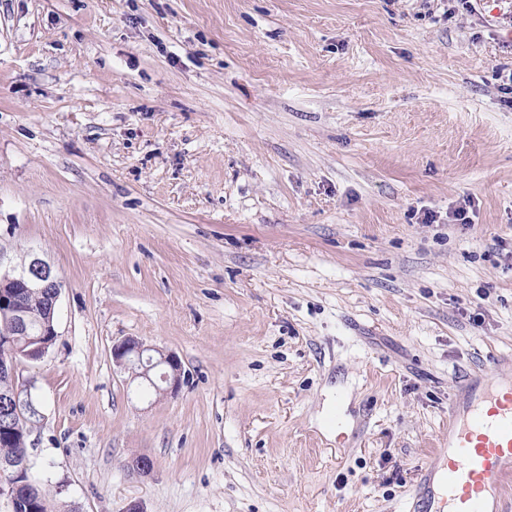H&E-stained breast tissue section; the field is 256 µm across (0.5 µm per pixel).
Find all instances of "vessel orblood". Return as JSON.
Returning <instances> with one entry per match:
<instances>
[{
  "label": "vessel or blood",
  "mask_w": 512,
  "mask_h": 512,
  "mask_svg": "<svg viewBox=\"0 0 512 512\" xmlns=\"http://www.w3.org/2000/svg\"><path fill=\"white\" fill-rule=\"evenodd\" d=\"M512 471V369L474 376L448 416V438L422 473L406 512H505L502 485Z\"/></svg>",
  "instance_id": "b4317fda"
}]
</instances>
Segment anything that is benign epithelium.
Here are the masks:
<instances>
[{
    "label": "benign epithelium",
    "mask_w": 512,
    "mask_h": 512,
    "mask_svg": "<svg viewBox=\"0 0 512 512\" xmlns=\"http://www.w3.org/2000/svg\"><path fill=\"white\" fill-rule=\"evenodd\" d=\"M0 317L11 322L18 336L27 335V312L16 297V289L28 292L48 291L49 318L42 330L44 336L57 335L55 308L61 294V281L51 265L36 254L16 266L3 268V256L0 255ZM152 348L143 342L128 338L112 346V360L117 366L131 373L155 389L160 396L174 394L181 385V363L178 357L162 350L151 354ZM29 360L28 355L16 348L11 333L0 334V380L5 388L0 395L8 398L11 419L8 431L28 440L32 421L42 417L39 404L30 392L18 382L19 363ZM14 463H0V496L14 503L18 501L19 486L14 483Z\"/></svg>",
    "instance_id": "benign-epithelium-1"
}]
</instances>
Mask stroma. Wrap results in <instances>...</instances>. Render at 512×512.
Here are the masks:
<instances>
[{
    "label": "stroma",
    "mask_w": 512,
    "mask_h": 512,
    "mask_svg": "<svg viewBox=\"0 0 512 512\" xmlns=\"http://www.w3.org/2000/svg\"><path fill=\"white\" fill-rule=\"evenodd\" d=\"M32 252L49 512H403L512 360V0H0V256ZM151 351L156 356L150 354ZM112 360L130 372L133 379H140L154 388L159 396L175 394L180 388L182 368L173 353L153 349L145 346L142 341L128 338L112 346ZM159 372L161 374L158 379Z\"/></svg>",
    "instance_id": "stroma-1"
}]
</instances>
